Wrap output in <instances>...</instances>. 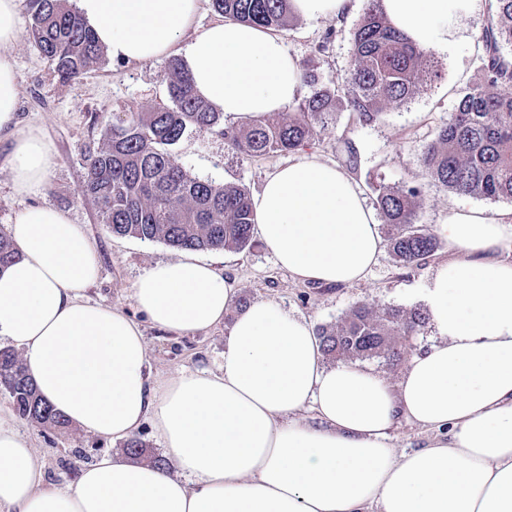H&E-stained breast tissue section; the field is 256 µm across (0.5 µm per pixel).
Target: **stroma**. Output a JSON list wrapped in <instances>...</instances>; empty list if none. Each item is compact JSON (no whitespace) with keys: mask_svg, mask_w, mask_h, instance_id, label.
I'll return each instance as SVG.
<instances>
[{"mask_svg":"<svg viewBox=\"0 0 512 512\" xmlns=\"http://www.w3.org/2000/svg\"><path fill=\"white\" fill-rule=\"evenodd\" d=\"M363 9L362 0H357L354 10L339 22H309L294 16L280 34L300 63H315L325 80L340 81L349 57V32ZM481 23L478 17L466 20L467 39L435 49L441 78L428 83L407 104L388 111L377 122L361 124L349 112L340 111L332 121L316 124L313 139L303 151L252 159L228 149L218 134L190 130L173 151L175 161L192 176L217 184L239 185L253 195L268 174L303 154L344 165L343 144L348 141L358 157V169L352 177L368 206H375L379 187L420 185L423 195L416 207V221L432 232L446 222L452 205L511 208L512 201L507 199L450 193L434 185L420 164L424 146L477 78L479 50L475 35ZM11 53L20 90L17 118L21 125L40 127L56 153L46 186L35 200L67 212L94 243L100 269L96 282L87 291L88 297L136 315L131 298L133 283L155 264L179 257L181 251L162 242L112 234L102 224L95 203L83 195L82 186L87 175L86 159L100 146L105 126L122 118L126 108L148 111L166 101V63L160 60L123 64L109 59L80 78L64 82L29 37H22ZM200 256L233 280L237 288L236 309L271 301L305 316L318 329L336 325L351 308L362 303L377 308L423 307L421 290L432 271L431 265L399 267L385 251L365 280L326 286L294 280L260 242L245 251L204 250ZM142 331L151 376L214 371L223 362L226 325L189 336L162 331L147 323ZM20 430L44 456L48 481L60 487L74 482L80 470L101 455L119 459L126 456L122 441H102L73 425L57 431L24 420Z\"/></svg>","mask_w":512,"mask_h":512,"instance_id":"35a3bbf8","label":"stroma"}]
</instances>
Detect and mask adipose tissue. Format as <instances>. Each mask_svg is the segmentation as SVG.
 Here are the masks:
<instances>
[{
  "instance_id": "obj_1",
  "label": "adipose tissue",
  "mask_w": 512,
  "mask_h": 512,
  "mask_svg": "<svg viewBox=\"0 0 512 512\" xmlns=\"http://www.w3.org/2000/svg\"><path fill=\"white\" fill-rule=\"evenodd\" d=\"M202 3L77 0L114 60L181 52L197 93L225 116L247 122L295 102L302 71L283 37L228 18L197 25ZM383 6L417 46L435 48L464 40L488 0ZM21 36L18 0H0V138L23 198L45 186L55 152L16 120L9 49ZM253 208L264 245L303 282H359L383 250L358 186L313 155L271 172ZM439 230L448 259L423 299L440 341L397 385L354 364L325 367L313 324L271 301L235 312L218 371L155 381L140 324L86 296L99 257L81 225L50 205L22 208L9 226L20 257L0 269V339L69 422L112 441L151 423L172 467L105 456L57 487L0 409V512H512V210L452 207ZM235 295L192 256L131 288L149 323L180 335L224 323ZM401 417L433 431L426 447L395 454L388 432Z\"/></svg>"
}]
</instances>
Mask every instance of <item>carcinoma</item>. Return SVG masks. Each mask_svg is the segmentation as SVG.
Here are the masks:
<instances>
[{"instance_id": "1", "label": "carcinoma", "mask_w": 512, "mask_h": 512, "mask_svg": "<svg viewBox=\"0 0 512 512\" xmlns=\"http://www.w3.org/2000/svg\"><path fill=\"white\" fill-rule=\"evenodd\" d=\"M290 0H211L226 18L279 30L288 23ZM476 39L478 79L463 92L435 137L421 166L430 181L449 192L512 200V0H494ZM35 48L63 81L77 79L104 59V47L69 0H26ZM350 69L331 84L311 67L302 72L310 92L286 119L269 116L240 126L224 123L195 91L181 61L168 62V103L150 112L133 109L105 128L103 144L87 159L83 194L97 204L113 234L163 242L181 250H244L253 245L254 213L242 188L191 176L172 150L190 129L215 132L228 148L251 159L306 147L313 124L343 108L360 123H373L398 108L427 81L440 77L432 52L415 45L386 18L383 0H366L350 33ZM421 190L382 187L376 203L387 226L389 251L397 264L421 266L437 251L435 236L416 224ZM19 258L0 231V267ZM426 320L419 310L375 309L359 304L336 325L322 329L325 356L342 361L378 358L400 363L412 350ZM0 387L18 415L31 423L64 430L69 422L39 394L23 360L0 349Z\"/></svg>"}]
</instances>
